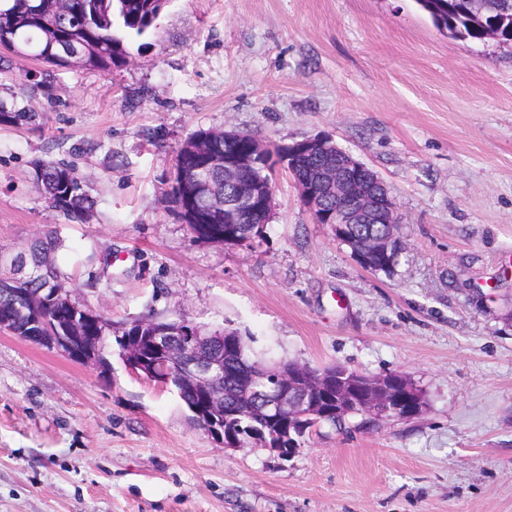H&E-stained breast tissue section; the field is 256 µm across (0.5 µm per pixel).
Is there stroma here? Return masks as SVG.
Here are the masks:
<instances>
[{
  "instance_id": "obj_1",
  "label": "stroma",
  "mask_w": 512,
  "mask_h": 512,
  "mask_svg": "<svg viewBox=\"0 0 512 512\" xmlns=\"http://www.w3.org/2000/svg\"><path fill=\"white\" fill-rule=\"evenodd\" d=\"M109 74L58 69L62 102L0 126V248L47 229L76 298L119 326L178 315L266 363L398 371L426 409L321 426L276 464L216 446L173 391L0 332V512H512V48L438 30L414 0H169ZM201 128L332 139L390 186L403 244L362 269L288 172L259 239L192 241L163 205ZM70 158L97 201L35 191ZM33 181L49 207L68 220L84 223L92 216L94 198L74 164L63 159L43 160L36 165Z\"/></svg>"
}]
</instances>
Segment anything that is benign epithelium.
I'll return each instance as SVG.
<instances>
[{
	"label": "benign epithelium",
	"instance_id": "obj_1",
	"mask_svg": "<svg viewBox=\"0 0 512 512\" xmlns=\"http://www.w3.org/2000/svg\"><path fill=\"white\" fill-rule=\"evenodd\" d=\"M486 38L497 39L504 24L495 14L481 15ZM267 144L251 138L246 150L237 147L224 150V178L235 186L224 195V223L238 221L236 209L249 207V212L262 216L261 224L269 223L274 211L272 177L267 161ZM326 158L313 179L304 178L296 185L304 206L319 224L333 229L349 224H387L398 222V213L390 188L364 163L323 138H306L280 148L278 165L292 168L298 155ZM336 194V210L321 212L320 190ZM396 237L386 235L370 242V253L354 256L366 268L375 255H385L395 245ZM0 266L12 270L15 281L32 274V267L21 252L0 251ZM24 304L36 308L62 307L68 310L67 335L30 331L24 340L58 351L69 359L95 367L108 364L99 352L101 337L88 331L101 323L100 314L82 304L74 291L62 281H49L48 287L34 294L22 293ZM228 333L211 330L187 319L159 326L148 320H133L115 333L122 343L121 359L132 370H140L143 378L162 387H187L199 392L203 401L207 434L220 446L224 440V401L235 398L248 402V411L274 415L288 423V447L272 446L261 434L250 431V442L266 448L282 463L299 452V432L315 426L329 415L358 417L364 429L391 420L412 418L423 410V401L411 379L403 374L366 376L356 371L315 372L294 362H280L262 367V375L273 376V383L257 388L259 375L249 373L236 388L224 384V345Z\"/></svg>",
	"mask_w": 512,
	"mask_h": 512
}]
</instances>
